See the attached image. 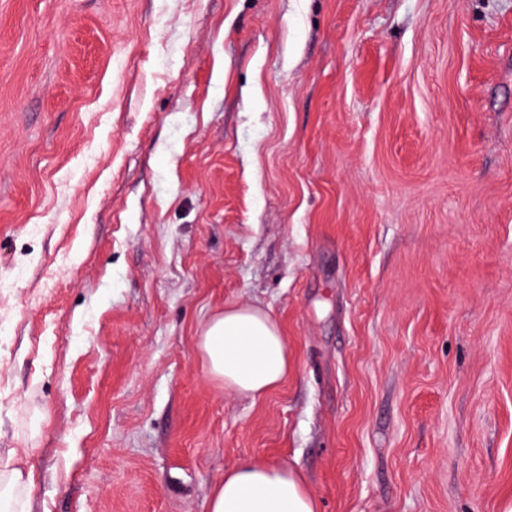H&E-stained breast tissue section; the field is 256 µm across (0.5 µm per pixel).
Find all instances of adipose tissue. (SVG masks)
<instances>
[{
  "label": "adipose tissue",
  "mask_w": 512,
  "mask_h": 512,
  "mask_svg": "<svg viewBox=\"0 0 512 512\" xmlns=\"http://www.w3.org/2000/svg\"><path fill=\"white\" fill-rule=\"evenodd\" d=\"M198 347L206 375L237 395L267 396L291 370L280 325L255 306L229 305L211 316ZM208 512H319V504L295 468L247 461L227 468L215 483Z\"/></svg>",
  "instance_id": "adipose-tissue-1"
}]
</instances>
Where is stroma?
Here are the masks:
<instances>
[{
    "label": "stroma",
    "instance_id": "35a3bbf8",
    "mask_svg": "<svg viewBox=\"0 0 512 512\" xmlns=\"http://www.w3.org/2000/svg\"><path fill=\"white\" fill-rule=\"evenodd\" d=\"M229 304L268 396L204 373ZM26 512L512 506V0H0V459ZM198 347L212 381L252 399L278 389L291 370L280 325L255 306L229 305L211 316L201 328ZM208 512H319V504L295 468L247 461L224 471Z\"/></svg>",
    "mask_w": 512,
    "mask_h": 512
}]
</instances>
